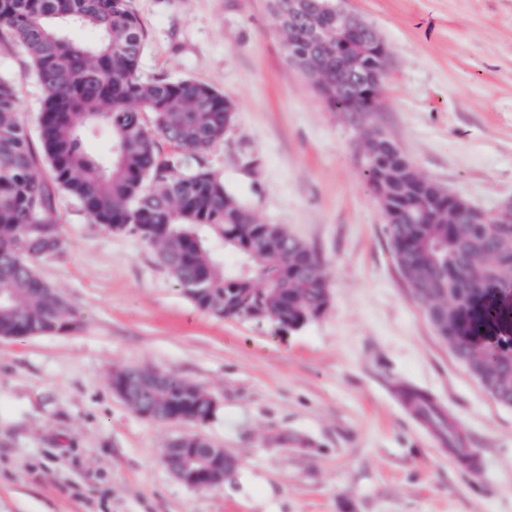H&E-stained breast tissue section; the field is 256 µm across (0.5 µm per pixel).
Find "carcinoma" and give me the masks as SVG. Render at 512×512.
<instances>
[{"label":"carcinoma","mask_w":512,"mask_h":512,"mask_svg":"<svg viewBox=\"0 0 512 512\" xmlns=\"http://www.w3.org/2000/svg\"><path fill=\"white\" fill-rule=\"evenodd\" d=\"M286 56L288 0H268ZM83 30L97 33L89 43ZM0 31L27 50L43 97L41 152L19 119L20 97L0 75V337L76 328L65 300L34 261L61 249L54 187L83 206L93 224L125 227L158 247L157 257L186 296L217 316L269 320L294 328L328 300L327 267L280 224L258 222L209 164L212 146L235 121L233 102L194 81H142L146 34L132 0H0ZM313 87L334 112L352 115L357 90ZM151 115L146 127L143 114ZM112 130V160L85 152L80 132ZM364 174L388 224L395 263L424 310L448 311L438 330L493 400L512 407V208L472 224L469 203L422 177L377 127L361 131ZM215 241L233 253L227 263ZM144 394L165 408L162 422L208 421L209 394L176 376L161 389L140 374Z\"/></svg>","instance_id":"cac0c4a2"}]
</instances>
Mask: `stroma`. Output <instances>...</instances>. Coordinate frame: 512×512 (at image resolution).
<instances>
[{
    "label": "stroma",
    "instance_id": "stroma-1",
    "mask_svg": "<svg viewBox=\"0 0 512 512\" xmlns=\"http://www.w3.org/2000/svg\"><path fill=\"white\" fill-rule=\"evenodd\" d=\"M345 4L390 50L375 125L471 204L512 199V0ZM133 6L146 28L140 77L202 81L234 101L210 165L257 221L324 259L328 303L288 329L216 316L178 288L155 246L90 223L55 191L62 247L35 268L80 325L0 337V512H512V408L411 296L362 173L360 132L288 61L267 0ZM0 74L38 141L42 91L7 37ZM128 366L198 385L212 417L138 415L112 388ZM405 386L448 414L479 471L400 405ZM197 432L238 459L230 480L194 488L165 468L169 442Z\"/></svg>",
    "mask_w": 512,
    "mask_h": 512
}]
</instances>
